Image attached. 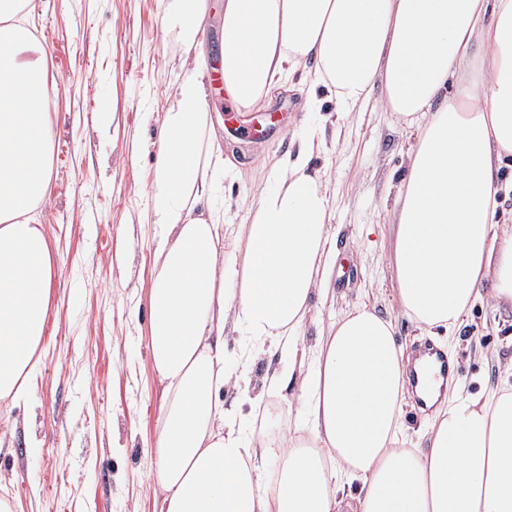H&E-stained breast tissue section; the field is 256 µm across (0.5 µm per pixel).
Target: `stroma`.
I'll list each match as a JSON object with an SVG mask.
<instances>
[{
  "label": "stroma",
  "mask_w": 512,
  "mask_h": 512,
  "mask_svg": "<svg viewBox=\"0 0 512 512\" xmlns=\"http://www.w3.org/2000/svg\"><path fill=\"white\" fill-rule=\"evenodd\" d=\"M45 52L53 103L50 200L45 224L58 274L42 344L41 372L26 404L0 401V486L14 512H155L148 472L161 386L148 346L150 255L146 223L154 154L153 122L182 74L178 30L162 23L158 0H28ZM326 146L312 164L329 169L333 198L328 294H313L297 360L344 312L366 304L391 319L398 347L456 339V386L478 392L512 362V305L479 299L455 335L424 330L398 309L394 215L416 137L392 113L365 108L336 116V98L318 88ZM300 97L284 91L251 111L221 94L208 97V122L236 170L216 174L211 201L234 205L224 220L232 243L254 188L301 134ZM110 120L100 124V112ZM265 125L235 143L234 127ZM279 355L258 354L248 394L227 389L225 408L243 438L259 429L292 436L303 417L290 390L268 395L266 375Z\"/></svg>",
  "instance_id": "1"
}]
</instances>
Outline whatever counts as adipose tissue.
<instances>
[{"label":"adipose tissue","instance_id":"obj_1","mask_svg":"<svg viewBox=\"0 0 512 512\" xmlns=\"http://www.w3.org/2000/svg\"><path fill=\"white\" fill-rule=\"evenodd\" d=\"M206 7L184 0L163 14L181 30L189 69L158 125L148 210L159 512H512V382L443 396L427 447H405L406 365L392 323L367 306L320 337L310 371L269 377L272 392L297 383L300 435L243 440L218 399L259 350L295 354L325 273L331 199L311 166L323 144L319 85L344 114L381 85V109L417 127L395 204L401 312L451 331L482 294L512 303V230L496 221L498 161L512 154V0H224L221 70L241 110L311 66L299 146L253 192L230 259L222 213L196 211L213 172L233 169L207 128L198 77ZM24 8H0V400L14 404L40 371L56 274L36 219L50 193V89ZM229 326L249 340L232 355Z\"/></svg>","mask_w":512,"mask_h":512}]
</instances>
